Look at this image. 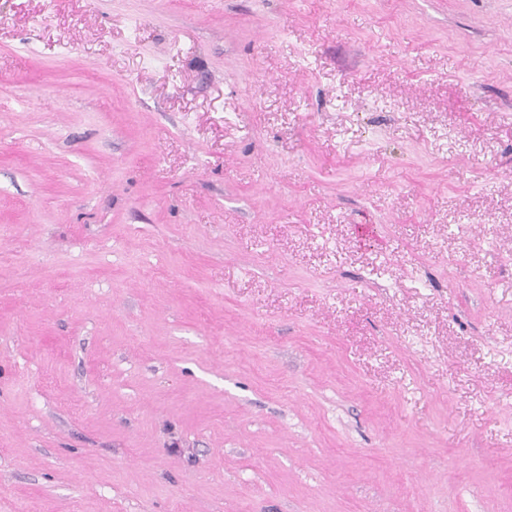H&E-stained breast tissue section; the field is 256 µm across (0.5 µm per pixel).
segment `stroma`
<instances>
[{
    "mask_svg": "<svg viewBox=\"0 0 512 512\" xmlns=\"http://www.w3.org/2000/svg\"><path fill=\"white\" fill-rule=\"evenodd\" d=\"M0 512H512V0H0Z\"/></svg>",
    "mask_w": 512,
    "mask_h": 512,
    "instance_id": "stroma-1",
    "label": "stroma"
}]
</instances>
